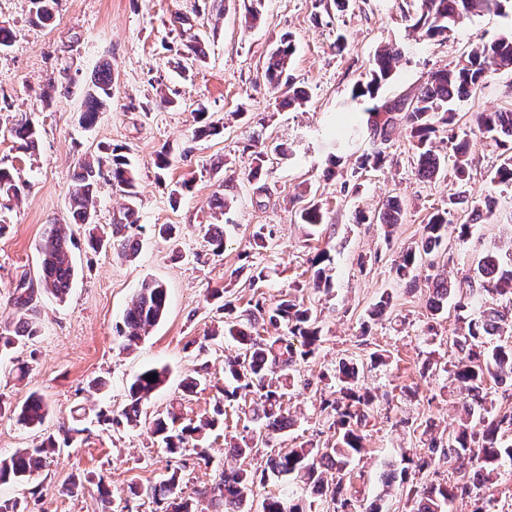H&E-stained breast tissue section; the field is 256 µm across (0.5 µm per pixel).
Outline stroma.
<instances>
[{"label":"stroma","instance_id":"obj_1","mask_svg":"<svg viewBox=\"0 0 512 512\" xmlns=\"http://www.w3.org/2000/svg\"><path fill=\"white\" fill-rule=\"evenodd\" d=\"M419 0H262L255 27L243 24V0H59L53 23L31 24L29 0H0V21L10 22L14 40L0 51V163L15 166L31 188L6 215L0 229V322L17 317L10 296L21 279L36 278L38 250L52 220L67 221L68 191L77 160L108 156L124 148L139 169L137 210L142 227L133 258L113 251L92 252L83 236L69 250L77 275L65 302L35 290L28 315L40 332L20 359L29 361L25 377L0 364V396L18 403L42 395L50 414L44 432L64 437L76 429L74 442L28 482L0 484V500L16 499L27 512H112L113 504L143 491L169 468V462L144 427H112L106 415L126 403L132 377L149 365L167 366V384L147 403L146 412L178 406L184 420L211 414L224 388V357L230 348L210 340L225 312L276 305L288 293L312 304L322 327L316 354L299 368V381L283 403L294 424L277 435L282 447L310 441L334 442L335 435L319 408L313 386L322 373L346 359L363 365L360 383L379 404L364 430L365 450L346 477L358 503L377 504L381 512H412L400 484L384 487L381 476L399 465L402 455L425 456L429 436L447 437L456 428L462 396L447 367L455 357L452 341L463 335L455 310L429 320L424 290H409L394 270L407 247L422 238L434 208L465 192L468 200H495V217L459 240L448 235L447 265L422 266L460 283L471 275L477 258L496 251L512 258V190L499 192L490 178L500 163V148L474 133L467 154L469 179L455 171L433 183L415 176L417 151L405 127H397L383 169L356 172L364 148L356 142L337 150L336 131L365 124L366 102L354 97L376 49L396 44L402 57L383 97L417 93L434 71L462 63L476 44L512 30V15L483 13L462 20L447 37L423 40L411 19ZM188 17L183 33L179 17ZM204 37L208 56L189 73L179 63L188 34ZM295 45L288 72L307 91L304 105L282 104L263 77L262 66L280 35ZM112 65L114 100L94 125L81 122L85 89L97 66ZM68 74V91L46 103L48 78ZM168 93L174 105L158 104ZM223 124L221 135L196 140L198 105ZM512 106V72L488 74L483 85L456 105L459 124L476 112ZM26 116L38 130L35 150L20 149L8 133L15 117ZM271 154L258 180L248 173L252 136ZM170 149L168 170H158L156 154ZM189 181L179 202L171 187ZM318 201L326 222L306 235L295 220L299 194ZM232 198L233 222L226 247L214 254L197 228L215 221L216 199ZM402 202L393 228L373 223L390 198ZM174 224L176 238L155 232ZM265 227V247H254L252 234ZM332 257L333 286L315 290L310 260L320 249ZM266 268L268 278L249 287L252 268ZM167 289L164 319L136 348L124 349L115 326L144 279ZM222 290L223 300L213 299ZM386 301L383 316L370 312ZM369 326L360 343L361 324ZM384 353L386 362L368 368L369 355ZM201 373L205 389L185 393L186 375ZM101 379L102 390L89 383ZM211 463L187 450L180 461L184 493L192 512H202L195 491L217 480L237 463L224 454V439L206 443ZM81 481L70 490L71 481Z\"/></svg>","mask_w":512,"mask_h":512}]
</instances>
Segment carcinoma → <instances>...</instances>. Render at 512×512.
<instances>
[{"instance_id": "1", "label": "carcinoma", "mask_w": 512, "mask_h": 512, "mask_svg": "<svg viewBox=\"0 0 512 512\" xmlns=\"http://www.w3.org/2000/svg\"><path fill=\"white\" fill-rule=\"evenodd\" d=\"M58 0H40L39 7L31 12V22L45 25L53 19ZM493 12L512 14V0H421V10L412 18L411 28L425 39L448 35L460 20L471 15ZM184 53L193 61L206 58L205 42L194 37L184 44ZM293 55L291 37L282 35L269 54L265 75L273 86H280ZM402 57L395 44L384 46L375 55L365 80L358 83L353 96L369 102L366 108L370 140L368 147L357 158L360 170L381 168L386 158V144L393 129L402 123L415 141L417 148L416 177L421 182H433L446 174L448 156L433 150L432 136L437 124L448 126L453 166L459 180H465L466 156L469 150V132L456 129L455 101L468 95L484 83L492 71L512 70V33L475 46L462 64L431 74L425 86L415 95L383 98L382 87L393 77V64ZM112 65L104 64L91 80L85 92V110L82 121L93 125L101 110L112 106ZM200 126L194 137L218 136L223 126L210 120L205 108L198 109ZM473 128L494 140L503 149L502 159L494 172L492 183L512 188V109L478 112L473 115ZM10 136L28 151L35 148L37 132L29 121L21 120L9 129ZM107 179L124 189L129 203L122 216L114 220L110 234L98 232L96 188L100 180ZM137 168L125 154L112 149L107 159H80L71 176L69 209L71 222L53 221L48 224L45 244L40 247L38 259L39 281L44 292L62 302L72 288L77 267L72 259L68 243L75 230L84 229L89 247L94 250L110 248L121 255H133L137 251L136 230L138 224L135 209ZM29 184L14 166L0 165V224L4 214L11 211L12 202L19 199ZM400 200L393 197L379 211L378 223L391 227L399 223ZM450 209H436L424 226V235L417 245L404 251L396 263V273L411 286H419L417 270L423 257L440 256L448 240ZM493 215L491 200L484 205L470 206L468 219L454 227L463 239L471 228ZM296 222L315 231L324 223L322 207L309 203L295 211ZM203 240L212 251H224L225 234L218 224H208L199 229ZM332 258L326 249L317 251L311 259L313 282L316 288H332L329 266ZM23 287L15 288V305L26 306L34 294L35 283L21 280ZM468 290H456L448 281L436 277L427 282V306L432 317L443 313L448 298L456 299L458 318L467 325V333L457 337L458 354L447 369L450 378L467 392L462 403V415L458 430L447 439H430L431 456L414 460L406 458L415 471L422 473L435 464V457L448 463L453 481L443 485L431 482L413 484L409 488L415 501L414 512H450V505L458 497H479L478 490L492 479L503 463L512 466V443L503 441L504 434L512 432V410L499 412L487 390V379L497 383L512 380V341L499 340L488 347L484 339L502 336L507 320L505 306L497 300L512 295V266L505 265L494 251L487 252L477 262L474 274L467 277ZM167 291L157 280L141 283L131 304L123 312L116 325V333L123 339L124 347L138 344L166 314ZM221 336L236 347L235 354L226 359L224 373L228 384L224 386V400L249 403L251 420L257 428L238 441L226 443L224 452L235 458L246 459L259 448L266 449L264 464L256 469L223 471L220 479L209 489L201 492L208 498L214 512H247L246 506L256 483H284L291 481L303 490L320 491L330 496L334 512H357L348 495L344 477L355 457L364 449L363 428L373 410L376 396L358 385L357 367L345 362L338 364L333 378L340 388L330 395H320L321 411L327 415L330 427L335 430L336 440L323 448L306 441L292 448H272L270 442L276 434L290 428L293 418L283 409L284 389L295 380L297 366L308 360L321 343V327L314 307L289 294L274 307L256 306L250 311L247 322L233 315L230 303ZM284 328L279 336L260 335L259 321ZM38 335V327L29 318L0 325V355L14 345ZM155 376V381L147 380ZM167 368L151 366L138 372L127 388V402L117 414L107 418L113 425L132 426L144 424L146 432L161 443L164 452L172 458L184 455L187 448H198L210 433L224 425V409L216 403L210 415L196 422L183 424L174 410L154 414L141 420L142 407L166 382ZM50 409L39 395H31L13 410L16 422L22 427L40 430ZM74 441L66 434L63 443L48 436L31 448H20L9 457H0V482H25L50 464L60 448ZM336 471L332 485L324 483L323 469ZM145 494L157 502L169 501L173 512H190L188 502L181 501L180 468L174 467ZM262 512H305L303 505L290 495H270L262 503Z\"/></svg>"}]
</instances>
